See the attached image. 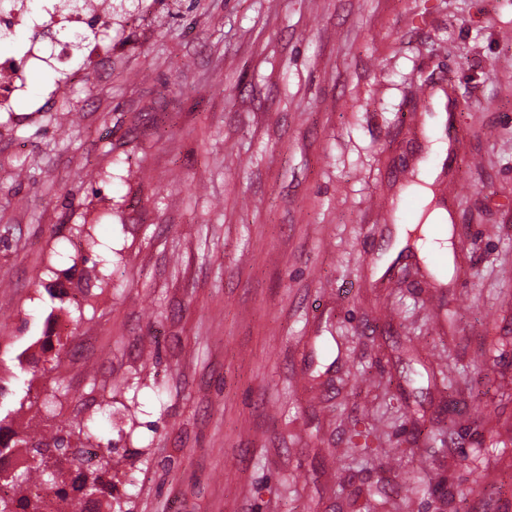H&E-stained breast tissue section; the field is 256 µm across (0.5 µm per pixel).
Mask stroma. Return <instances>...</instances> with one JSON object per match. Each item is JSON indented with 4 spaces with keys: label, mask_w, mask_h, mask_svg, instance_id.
Here are the masks:
<instances>
[{
    "label": "stroma",
    "mask_w": 512,
    "mask_h": 512,
    "mask_svg": "<svg viewBox=\"0 0 512 512\" xmlns=\"http://www.w3.org/2000/svg\"><path fill=\"white\" fill-rule=\"evenodd\" d=\"M110 36L61 92L0 38V418L95 420L120 512H512V0H124ZM422 165L449 250L379 267ZM21 89L22 82L18 71H14L9 76H4L0 71V112L11 111L9 104ZM445 103L446 99L443 92H439L435 106V111L437 114L428 120V125L430 128L428 151L438 153L441 159H444L448 153V143L437 141V138L441 137L439 131L442 129L446 121Z\"/></svg>",
    "instance_id": "35a3bbf8"
}]
</instances>
